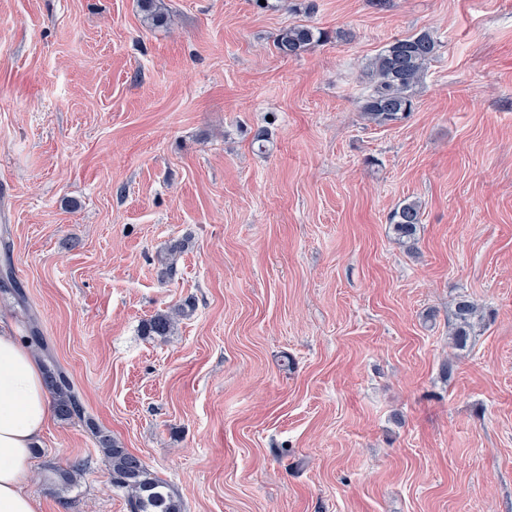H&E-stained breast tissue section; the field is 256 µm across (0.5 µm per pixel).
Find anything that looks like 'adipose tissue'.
Returning <instances> with one entry per match:
<instances>
[{
  "mask_svg": "<svg viewBox=\"0 0 512 512\" xmlns=\"http://www.w3.org/2000/svg\"><path fill=\"white\" fill-rule=\"evenodd\" d=\"M51 420L38 357L23 336L0 327V512H40L24 478Z\"/></svg>",
  "mask_w": 512,
  "mask_h": 512,
  "instance_id": "obj_1",
  "label": "adipose tissue"
}]
</instances>
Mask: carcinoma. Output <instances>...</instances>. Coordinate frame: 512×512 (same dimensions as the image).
Masks as SVG:
<instances>
[{
	"mask_svg": "<svg viewBox=\"0 0 512 512\" xmlns=\"http://www.w3.org/2000/svg\"><path fill=\"white\" fill-rule=\"evenodd\" d=\"M324 33L312 25L298 24L283 29L276 39V49L284 57H296L311 44L320 41ZM440 44L432 33L420 31L390 42L369 60L364 74L369 90L360 101L363 119L377 126H390L407 119L415 107L417 90L423 85L427 65ZM398 241L409 247L415 241L417 224L421 223V205L417 201L403 204L389 218ZM184 310L158 313L144 326L148 336L165 338L172 334L175 319ZM482 321L477 304L467 298L456 303L450 339L454 347L468 346L476 326ZM45 381L53 397L57 417L69 421L82 414L78 393L67 375L49 360L44 370ZM90 428L98 437L99 447L112 468V484L127 492L130 512H183L180 499L170 485L156 476L137 455L124 448L94 424ZM80 471V466L51 468L52 480L67 487Z\"/></svg>",
	"mask_w": 512,
	"mask_h": 512,
	"instance_id": "obj_1",
	"label": "carcinoma"
}]
</instances>
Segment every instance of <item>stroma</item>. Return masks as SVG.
Instances as JSON below:
<instances>
[{
    "instance_id": "1",
    "label": "stroma",
    "mask_w": 512,
    "mask_h": 512,
    "mask_svg": "<svg viewBox=\"0 0 512 512\" xmlns=\"http://www.w3.org/2000/svg\"><path fill=\"white\" fill-rule=\"evenodd\" d=\"M161 7L0 0V261L25 293L0 284V319L84 407L29 491L130 512L99 429L183 512H512V0ZM292 24L329 39L281 56ZM422 30L415 111L364 121L366 64ZM464 297L485 319L456 350ZM398 241L410 247L415 241L417 224L421 222V205L418 201L403 204L389 218ZM185 314L183 309H177L175 312L158 313L149 319L144 326V333L147 336L165 338L170 336L174 329L177 316Z\"/></svg>"
}]
</instances>
